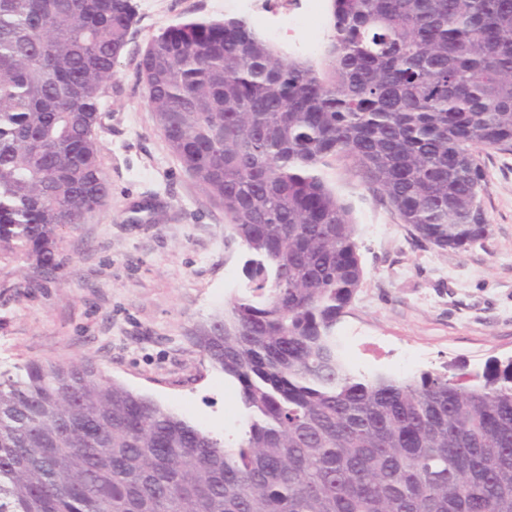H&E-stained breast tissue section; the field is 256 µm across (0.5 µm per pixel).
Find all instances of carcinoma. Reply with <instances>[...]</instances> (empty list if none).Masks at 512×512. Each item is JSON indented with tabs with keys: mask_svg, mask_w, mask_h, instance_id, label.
<instances>
[{
	"mask_svg": "<svg viewBox=\"0 0 512 512\" xmlns=\"http://www.w3.org/2000/svg\"><path fill=\"white\" fill-rule=\"evenodd\" d=\"M328 71L247 20L168 27L139 62L158 130L224 205L247 289L196 338L240 388L229 443L89 357L0 379V512H512V360L484 380L351 374L363 278L329 156L420 242L483 240L485 149L512 152V0H331ZM132 0H0V259L58 268L110 198L101 99Z\"/></svg>",
	"mask_w": 512,
	"mask_h": 512,
	"instance_id": "carcinoma-1",
	"label": "carcinoma"
}]
</instances>
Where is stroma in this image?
Returning a JSON list of instances; mask_svg holds the SVG:
<instances>
[{"instance_id":"stroma-1","label":"stroma","mask_w":512,"mask_h":512,"mask_svg":"<svg viewBox=\"0 0 512 512\" xmlns=\"http://www.w3.org/2000/svg\"><path fill=\"white\" fill-rule=\"evenodd\" d=\"M136 22L107 86L96 134L111 196L61 230L55 278L0 260V373L92 357L101 372L206 431L237 436L239 389L195 336L245 291V250L227 242L223 206L185 171L156 127L138 72L169 26L219 21L215 0H133ZM487 237L444 258L417 242L351 159L320 173L356 228L362 283L335 328L356 374L482 379L512 360V152L481 155Z\"/></svg>"}]
</instances>
